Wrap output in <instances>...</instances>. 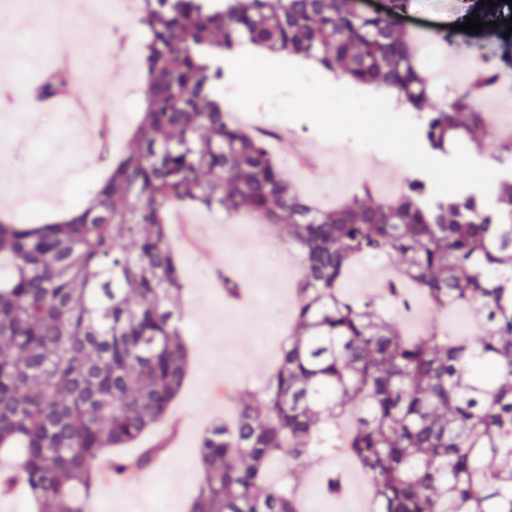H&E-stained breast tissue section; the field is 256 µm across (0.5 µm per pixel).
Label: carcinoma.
Returning a JSON list of instances; mask_svg holds the SVG:
<instances>
[{
    "label": "carcinoma",
    "instance_id": "obj_1",
    "mask_svg": "<svg viewBox=\"0 0 512 512\" xmlns=\"http://www.w3.org/2000/svg\"><path fill=\"white\" fill-rule=\"evenodd\" d=\"M358 0H141L146 90L120 159L78 213L31 227L0 216V476L24 483L38 512H88L96 463L161 422L189 350L183 289L166 234L174 206L241 212L288 234L301 262L295 321L261 394L230 428L198 440L190 512H305L297 476L316 457L356 461L373 512H512V181L497 206L355 194L321 210L298 192L265 141L225 118L224 61L242 43L276 60L396 91L425 117L438 149L489 135L481 101L434 105L398 19ZM66 77L49 72L34 103ZM365 256L396 264L435 313L465 305L484 327L450 338L433 322L407 335L374 297L343 284ZM167 439L112 457V476L152 469ZM336 467L321 491L345 489Z\"/></svg>",
    "mask_w": 512,
    "mask_h": 512
}]
</instances>
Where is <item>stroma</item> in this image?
<instances>
[{
    "label": "stroma",
    "mask_w": 512,
    "mask_h": 512,
    "mask_svg": "<svg viewBox=\"0 0 512 512\" xmlns=\"http://www.w3.org/2000/svg\"><path fill=\"white\" fill-rule=\"evenodd\" d=\"M455 6L456 0H413L401 26L408 30L423 23L449 36L455 52L477 49L488 55L503 81L502 94L512 96V37L506 36L502 25L477 34L453 29ZM120 28L130 37L128 55L109 52L102 66L75 57L69 75L76 93L96 104L120 106L109 139L100 140L96 148H85L80 132L58 113L23 124H0V140L20 146L9 157L8 171L14 196L23 203L16 217L50 220L62 210H78L122 149L136 119V102L144 92L126 82L129 60L139 54L141 33L132 18L121 20ZM249 119L271 135L289 131L310 150L316 160L314 170L298 171L284 155L279 161L287 177L319 206L348 199L368 183L401 191L418 176L396 157L359 148L349 138L335 141L333 152H325L324 141L310 121L272 117L266 104L257 105ZM198 230L209 243L203 252L185 248L183 225L168 227L184 269L181 308L187 340L196 353L181 396L172 407L178 434L153 469L130 480L98 483L94 512H188L200 471L193 464L182 466L183 453L195 448L210 422L233 411L239 400L259 393L288 330L299 268L294 263L282 266L270 261L278 241L275 231L240 216L203 223ZM219 265L232 267L250 283L249 306L225 305L211 284V273Z\"/></svg>",
    "instance_id": "stroma-1"
}]
</instances>
